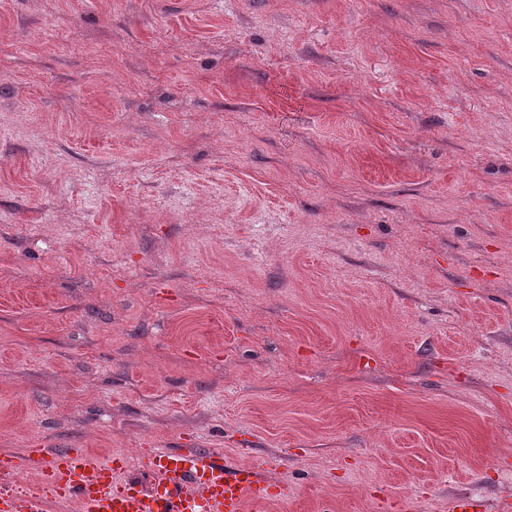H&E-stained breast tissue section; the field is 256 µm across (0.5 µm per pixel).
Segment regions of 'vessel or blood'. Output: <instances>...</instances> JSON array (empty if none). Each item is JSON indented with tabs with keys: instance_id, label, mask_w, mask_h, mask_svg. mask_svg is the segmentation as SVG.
Returning a JSON list of instances; mask_svg holds the SVG:
<instances>
[{
	"instance_id": "b4317fda",
	"label": "vessel or blood",
	"mask_w": 512,
	"mask_h": 512,
	"mask_svg": "<svg viewBox=\"0 0 512 512\" xmlns=\"http://www.w3.org/2000/svg\"><path fill=\"white\" fill-rule=\"evenodd\" d=\"M130 474L125 453L32 448L0 455V512H46L48 500L74 512H245L270 497L262 465L236 462L220 448H149ZM37 474L38 487L17 478Z\"/></svg>"
}]
</instances>
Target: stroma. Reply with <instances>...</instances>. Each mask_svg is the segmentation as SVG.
<instances>
[{"mask_svg": "<svg viewBox=\"0 0 512 512\" xmlns=\"http://www.w3.org/2000/svg\"><path fill=\"white\" fill-rule=\"evenodd\" d=\"M186 443L512 499V0H0V451Z\"/></svg>", "mask_w": 512, "mask_h": 512, "instance_id": "stroma-1", "label": "stroma"}]
</instances>
